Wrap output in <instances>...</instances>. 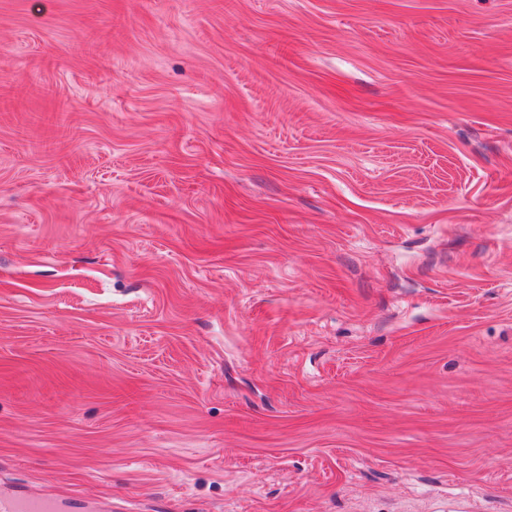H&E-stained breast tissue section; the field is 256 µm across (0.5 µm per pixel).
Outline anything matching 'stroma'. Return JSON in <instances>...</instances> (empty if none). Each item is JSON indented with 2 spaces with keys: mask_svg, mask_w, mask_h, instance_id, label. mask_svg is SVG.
Segmentation results:
<instances>
[{
  "mask_svg": "<svg viewBox=\"0 0 512 512\" xmlns=\"http://www.w3.org/2000/svg\"><path fill=\"white\" fill-rule=\"evenodd\" d=\"M0 491L512 512V0H0Z\"/></svg>",
  "mask_w": 512,
  "mask_h": 512,
  "instance_id": "stroma-1",
  "label": "stroma"
}]
</instances>
